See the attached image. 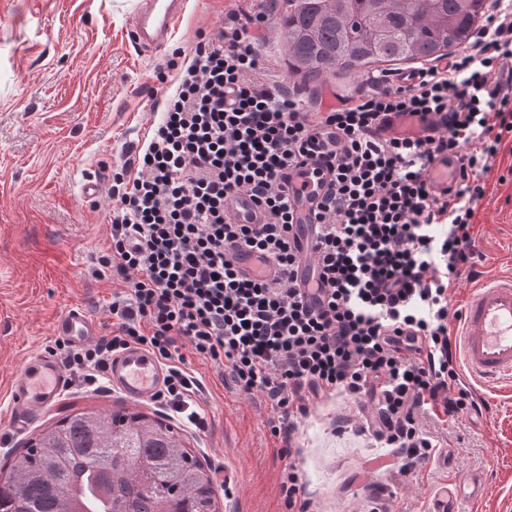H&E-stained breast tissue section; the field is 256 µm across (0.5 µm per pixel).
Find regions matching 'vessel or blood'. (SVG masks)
<instances>
[{"label":"vessel or blood","mask_w":512,"mask_h":512,"mask_svg":"<svg viewBox=\"0 0 512 512\" xmlns=\"http://www.w3.org/2000/svg\"><path fill=\"white\" fill-rule=\"evenodd\" d=\"M187 0H139L133 15L135 41L153 50H161L174 36L186 12ZM329 174L316 163L308 164L295 175L294 181L303 190L295 204V221L302 226L298 269L307 275L312 267L314 244L313 211L325 190ZM224 210L235 224H260L264 217L250 194L237 192L224 200ZM237 267L250 277H270L275 269L259 252L243 248L236 257ZM100 325L87 311L73 307L58 316L52 326L53 335L71 344L82 345L98 335ZM468 374L482 382L512 379V278L479 284L468 294L454 333ZM166 370L150 353L138 346L128 347L113 355L108 377L118 390L135 405L153 400L162 388ZM69 386L68 376L59 359L44 353L27 357L11 383V395L18 409L11 420L15 428L28 426L32 415L40 410L62 405ZM480 476L469 477L465 483L449 482L436 491L428 512H457L455 503L460 494L477 500L484 494Z\"/></svg>","instance_id":"b4317fda"}]
</instances>
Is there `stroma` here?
I'll list each match as a JSON object with an SVG mask.
<instances>
[{"label": "stroma", "mask_w": 512, "mask_h": 512, "mask_svg": "<svg viewBox=\"0 0 512 512\" xmlns=\"http://www.w3.org/2000/svg\"><path fill=\"white\" fill-rule=\"evenodd\" d=\"M137 0H0V418L9 417L10 382L25 357L52 341V325L79 305L104 333L118 328L109 314L123 290L119 276L98 274L109 236L105 196L81 197L79 186L96 176L110 186L112 172L134 159L157 121L176 73L161 65L174 52L190 55L202 34L235 10H263L262 0H189L183 22L165 50L151 54L130 34ZM262 60L306 109L314 111L368 91L366 74L338 75L317 89L289 76L278 13L261 29ZM486 194L475 217L473 277L451 294L461 308L477 283L512 276V149L483 176ZM188 372L202 383L197 398L207 427L197 430L158 402L142 404L178 431L184 444L211 467L219 512H286L280 494L281 438L268 421L275 411L265 396L238 392L227 373L179 342ZM482 412L420 424L441 445L436 462L401 473L396 451L364 428L367 414L344 398H327L300 418L293 456L304 474L315 512H426L428 499L451 479L485 478L481 500H461L459 512H512V389L470 381ZM99 405L127 407L112 388L88 391L73 378L65 403L37 414L29 428L9 431L0 443V466L34 431L72 411Z\"/></svg>", "instance_id": "1"}]
</instances>
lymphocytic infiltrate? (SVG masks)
<instances>
[{
    "mask_svg": "<svg viewBox=\"0 0 512 512\" xmlns=\"http://www.w3.org/2000/svg\"><path fill=\"white\" fill-rule=\"evenodd\" d=\"M264 13L228 14L199 41L133 162L107 192L109 243L99 264L124 281L109 312L120 326L83 347L49 352L92 383L114 353L135 345L167 369L157 398L190 409L199 381L182 368L178 340L227 371L240 393L264 395L290 440L313 400L336 395L373 405L369 426L404 452L401 469L434 460L439 447L419 419L478 409L463 384L450 325L449 291L471 271L481 175L512 142V0H494L475 40L407 84H385L325 112L273 80L259 79ZM430 132L390 133L392 117ZM457 160L435 190L436 159ZM331 174L315 214L313 260L320 307L297 277L294 204L287 175L310 160ZM249 193L260 224H234L224 197ZM248 247L277 269L241 275Z\"/></svg>",
    "mask_w": 512,
    "mask_h": 512,
    "instance_id": "1",
    "label": "lymphocytic infiltrate"
}]
</instances>
